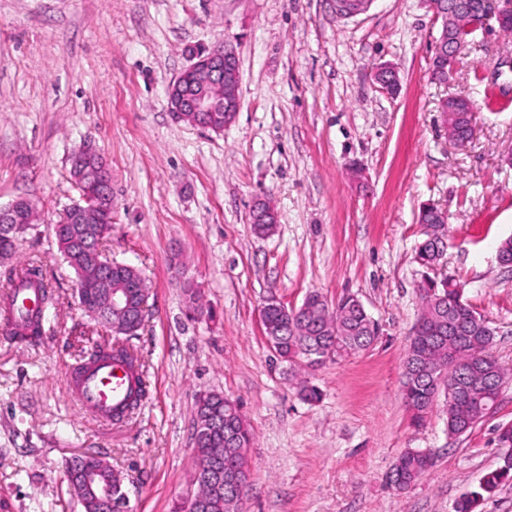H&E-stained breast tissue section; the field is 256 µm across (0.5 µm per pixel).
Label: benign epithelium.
Here are the masks:
<instances>
[{"instance_id": "benign-epithelium-1", "label": "benign epithelium", "mask_w": 512, "mask_h": 512, "mask_svg": "<svg viewBox=\"0 0 512 512\" xmlns=\"http://www.w3.org/2000/svg\"><path fill=\"white\" fill-rule=\"evenodd\" d=\"M435 18L442 20L441 33L437 39V54L448 55V73L443 78L447 83L455 73L457 50L455 45V27L472 21L470 29H484L496 24L502 31L512 30V0H492V6L479 15H474L468 0H426ZM236 55L229 48L210 51L196 56V61L185 68L169 86L168 108L178 122L189 121L190 125L208 129L207 121L212 113H224V124H230L240 107L239 75L235 65ZM378 88L388 94L395 93L399 84L397 70L389 65H381L374 72ZM440 110L446 119L448 141L463 146L472 135H462L458 131L459 120L465 113L473 111L472 102L462 94H453L443 98ZM72 170L78 173V179L93 183L98 192L83 190L63 214L61 223L72 224L84 219L91 211L112 214V174L107 163L82 148L74 154ZM252 224H275L277 214L265 202L257 203L250 213ZM87 278L107 284V288L93 304H81L92 319L102 323L112 334L118 335L125 329L133 311V297L126 283L112 285V278L104 262L91 258L87 269ZM214 420L209 415L195 414L193 439H198L213 431ZM83 483L91 493L108 502L112 501V483L102 481L98 471L87 469L80 473Z\"/></svg>"}]
</instances>
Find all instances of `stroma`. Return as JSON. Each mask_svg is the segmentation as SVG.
I'll list each match as a JSON object with an SVG mask.
<instances>
[{
    "instance_id": "obj_1",
    "label": "stroma",
    "mask_w": 512,
    "mask_h": 512,
    "mask_svg": "<svg viewBox=\"0 0 512 512\" xmlns=\"http://www.w3.org/2000/svg\"><path fill=\"white\" fill-rule=\"evenodd\" d=\"M442 28L426 0H0V207L25 198L37 223L16 256L37 259L57 304L38 345L0 338V505L84 512L64 476L75 453L105 457L131 512H171L190 489L200 395L237 401L254 434L241 512H453L500 463L496 429L512 423V385L494 415L450 436L443 402L424 425L402 399L404 358L420 314L418 213H448L437 276L489 320L492 351L512 370V34L477 31L455 80L430 77ZM228 46L240 107L218 133L176 122L167 91L204 50ZM393 65L398 95L373 81ZM475 103L466 147L448 140L442 98ZM90 144L112 170V231L102 250L149 286L144 327L127 345L150 396L122 424L81 409L67 377L107 332L78 305L75 274L51 228L78 197L70 157ZM278 214L253 231L256 199ZM211 310L185 316L190 290ZM358 297L378 323L367 350L327 362L302 400L300 376L268 347L269 295L300 306ZM408 449L434 465L400 491L387 476Z\"/></svg>"
}]
</instances>
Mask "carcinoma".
<instances>
[{
    "label": "carcinoma",
    "mask_w": 512,
    "mask_h": 512,
    "mask_svg": "<svg viewBox=\"0 0 512 512\" xmlns=\"http://www.w3.org/2000/svg\"><path fill=\"white\" fill-rule=\"evenodd\" d=\"M28 211L22 207L14 211L11 232L0 234V252L11 254L18 236L33 228L28 222ZM418 222L425 227V239L416 252L417 263L427 268L439 262L446 237L445 224L429 209H420ZM112 225L95 223L62 224L53 228L58 251L75 274L82 273L86 255L77 245L86 239H97L110 232ZM112 280H132L136 288L147 284L136 266L112 261L109 263ZM4 281L10 287L32 288L40 293L44 306L53 304L55 294L43 266L35 260L12 265L3 271ZM448 302H435L426 289H421V312L416 330L411 337L404 360L403 399L411 414V421L420 425L434 406V400L445 393L448 433L460 437L483 421L499 395L498 388L509 381V373L492 352L494 336L489 322L462 298L461 286L451 278L437 285ZM4 332L9 339L34 343L42 335L43 325L36 314L15 316L11 309H2ZM267 328L279 341L278 356L290 365L303 364L312 370L329 359L328 352L343 358L370 346L378 336V328L357 298L347 295L331 307L318 291H311L296 311L272 307L267 313ZM103 356L142 369L138 353L119 341L96 344L89 355L94 363ZM149 394V383L137 377L131 389L129 402L112 413V420L122 422L141 408ZM208 410L221 424V431L198 447L199 455L208 460L220 473L238 470L250 475L249 455L253 433L240 409L224 402L220 394H209L198 399L196 411ZM433 466V457L423 451L407 450L397 459L389 476L390 482L406 489ZM79 468H96L104 479L118 484V478L97 455L80 456L79 460L65 462V474L72 477L71 488L81 500L84 512H109V506L84 488ZM512 478V452L502 456V464L487 474L480 490L467 495L457 512H474L477 501L485 493L494 492L499 485ZM198 494L209 502L208 512H226L229 489L224 482L197 485Z\"/></svg>",
    "instance_id": "cac0c4a2"
}]
</instances>
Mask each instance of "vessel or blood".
Segmentation results:
<instances>
[{"instance_id":"b4317fda","label":"vessel or blood","mask_w":512,"mask_h":512,"mask_svg":"<svg viewBox=\"0 0 512 512\" xmlns=\"http://www.w3.org/2000/svg\"><path fill=\"white\" fill-rule=\"evenodd\" d=\"M0 300L13 302L17 310H37L36 293L29 288H7L0 291ZM134 384L131 370L123 364L103 358L89 364L85 371L72 380L76 400L99 419L111 420L115 409L123 407Z\"/></svg>"}]
</instances>
